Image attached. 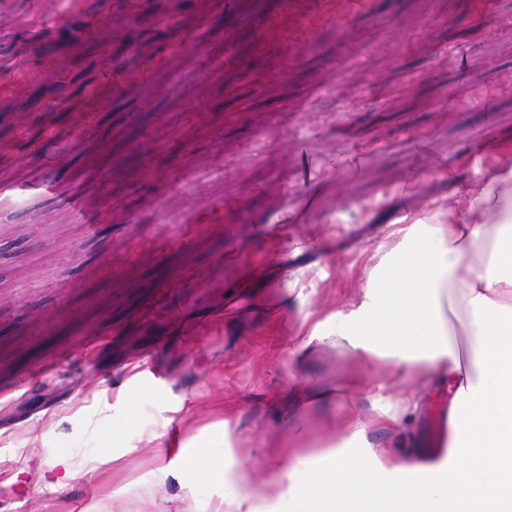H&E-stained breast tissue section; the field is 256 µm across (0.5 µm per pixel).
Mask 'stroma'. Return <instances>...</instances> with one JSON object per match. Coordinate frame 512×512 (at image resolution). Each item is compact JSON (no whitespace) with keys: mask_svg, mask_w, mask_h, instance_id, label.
<instances>
[{"mask_svg":"<svg viewBox=\"0 0 512 512\" xmlns=\"http://www.w3.org/2000/svg\"><path fill=\"white\" fill-rule=\"evenodd\" d=\"M477 144L512 166V0H0V512H205L183 452L228 437L262 483L406 395L285 425L356 368L313 327Z\"/></svg>","mask_w":512,"mask_h":512,"instance_id":"obj_1","label":"stroma"}]
</instances>
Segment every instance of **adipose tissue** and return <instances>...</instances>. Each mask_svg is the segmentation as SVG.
I'll return each instance as SVG.
<instances>
[{"label":"adipose tissue","instance_id":"obj_1","mask_svg":"<svg viewBox=\"0 0 512 512\" xmlns=\"http://www.w3.org/2000/svg\"><path fill=\"white\" fill-rule=\"evenodd\" d=\"M463 208L435 224H391L389 242L360 295L337 312L328 340L356 363L411 381L401 410L379 406L373 423L347 419L315 467L295 457L266 486L207 448L186 456L189 482L222 487L207 512H512V167L461 183ZM449 385L448 444L433 454L375 455L369 427L400 433L426 392ZM358 377L314 386L299 411L354 391ZM289 416L294 439L304 429ZM469 445H460L459 432Z\"/></svg>","mask_w":512,"mask_h":512}]
</instances>
